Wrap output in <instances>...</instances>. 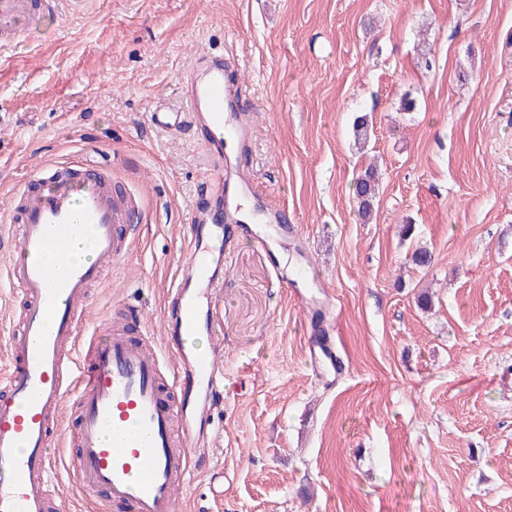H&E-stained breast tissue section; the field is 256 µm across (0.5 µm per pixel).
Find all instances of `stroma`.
Segmentation results:
<instances>
[{
	"instance_id": "1",
	"label": "stroma",
	"mask_w": 512,
	"mask_h": 512,
	"mask_svg": "<svg viewBox=\"0 0 512 512\" xmlns=\"http://www.w3.org/2000/svg\"><path fill=\"white\" fill-rule=\"evenodd\" d=\"M205 49L238 59L252 149L235 161L284 223L224 235V413L185 512H512V0H59L26 23L0 61V229L57 161L144 204L89 327L129 303L160 333L209 163L150 114L180 106ZM372 163L365 224L352 184ZM323 295L327 374L308 351Z\"/></svg>"
}]
</instances>
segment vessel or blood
<instances>
[{"instance_id":"obj_1","label":"vessel or blood","mask_w":512,"mask_h":512,"mask_svg":"<svg viewBox=\"0 0 512 512\" xmlns=\"http://www.w3.org/2000/svg\"><path fill=\"white\" fill-rule=\"evenodd\" d=\"M55 6L0 0V53L18 45L23 22ZM227 71L223 52H203L180 82L185 111L151 115L165 133L195 128L211 165L206 191L222 200L195 210L178 283L165 298L164 342L175 348L174 359H165L150 336L130 338V325L142 320L138 308L125 306L121 324L100 331H87L79 317L89 286L134 242V204L113 195L107 176L65 177L59 167H43L35 176L39 189L12 212L21 236L0 277L23 310L0 371V512H61L50 483L62 464L86 499L104 494L127 512H182L177 490L204 455L224 393V329L210 313L223 295L224 252L200 235L207 228L223 240L243 200L257 197L249 173L224 156L225 141L248 135L233 118L246 90ZM80 243L89 246V259L74 258ZM195 336L209 337L212 346L195 350L188 343ZM70 400L78 410L77 450L63 462L48 443L64 440Z\"/></svg>"}]
</instances>
